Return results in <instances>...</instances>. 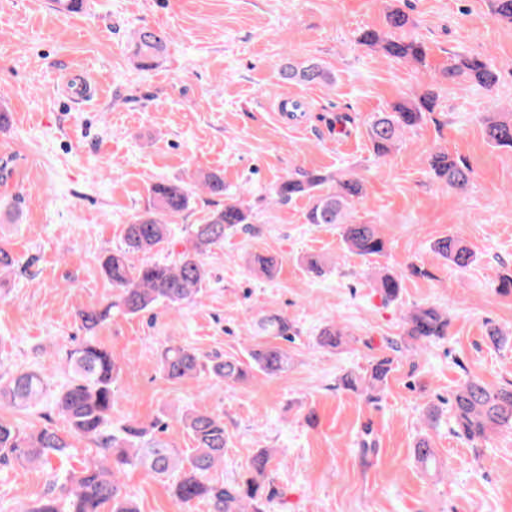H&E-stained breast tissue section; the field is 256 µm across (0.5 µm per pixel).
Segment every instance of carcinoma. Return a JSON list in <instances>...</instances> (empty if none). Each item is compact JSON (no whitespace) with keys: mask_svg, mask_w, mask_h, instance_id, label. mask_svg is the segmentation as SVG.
Segmentation results:
<instances>
[{"mask_svg":"<svg viewBox=\"0 0 512 512\" xmlns=\"http://www.w3.org/2000/svg\"><path fill=\"white\" fill-rule=\"evenodd\" d=\"M492 17L512 25V0H490ZM410 22L400 9L386 16L387 31L364 30L358 43L376 49L391 60L415 64L424 62L426 46L400 35ZM139 67L149 69L171 41L170 33L160 27L143 26L133 35ZM283 79L308 85L334 82L331 71L322 62L288 61L281 70ZM462 89L477 86L490 89L497 75L489 63L478 55H464L443 74ZM437 96L428 91L397 103L390 112H380L367 124V135L375 155H388L405 135L418 127L426 113L434 111ZM484 134L490 145L512 150V115L490 113L483 119ZM429 167L444 188L464 189L471 180L468 166L438 150L430 154ZM196 187L212 197H223L224 176L218 171L198 175ZM362 183L353 175L323 174L296 169L269 190L270 199L286 205L297 196L306 195L311 206L306 213L309 224H336L347 250L359 256H382L389 241L375 224H353L347 211L362 196ZM145 211L125 226L122 246L103 261L105 275L112 283V296L105 303L83 309L79 318L86 332L83 340L65 351L66 382L55 395L54 406L69 424L71 431L99 448V458L79 469L66 471L63 480L50 482L44 495L13 512H137L123 491L120 475L129 467L141 466L159 476L175 478L173 496L180 505L205 501L209 512H265V505L281 495L267 475L272 453L258 449L248 471L229 482H213L211 470L224 460L229 432L224 417L199 409H190L181 418V427L194 442L193 453L180 456L177 448L159 439L168 425L157 421L145 427L134 420L112 425V404L116 396L122 366L112 351L96 340L94 333L112 318V312L143 315L158 306L175 308L200 299L207 273L203 257L212 247L224 243V237L247 229L250 211L234 198L224 207L211 211L201 223L187 229L191 247L177 260L135 262V257L149 253L168 241L172 219L189 209L192 190L185 184L158 181L148 189ZM433 250L453 265L465 268L476 254L454 236L438 239ZM19 268V260L7 244H0V283ZM375 288L390 304L400 299L402 278L385 273L375 280ZM406 341L416 347L445 338L448 316L432 306L420 305L403 316ZM256 335L268 337L258 342L241 359L216 353L206 359L180 344L163 345L159 367L169 380L208 379L224 384L248 381L255 372L278 376L288 371V350L278 341L295 335L288 318L279 314L262 315L256 322ZM345 332L332 324L320 334V344L336 348L345 340ZM393 359L375 358L362 383L375 390L384 385L392 370ZM52 382L46 370L0 375V407L28 410L45 397ZM456 433L474 446L488 443L504 430H512V383L492 387L471 378L457 386L448 398ZM71 444L53 427L35 432L23 431L15 422L0 415V464L13 461L46 465L50 457L68 455Z\"/></svg>","mask_w":512,"mask_h":512,"instance_id":"obj_1","label":"carcinoma"}]
</instances>
